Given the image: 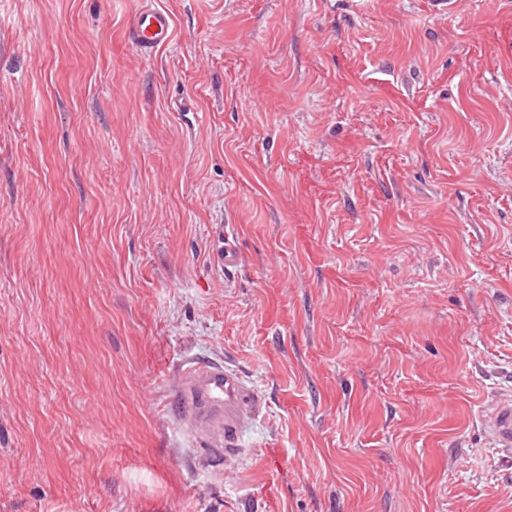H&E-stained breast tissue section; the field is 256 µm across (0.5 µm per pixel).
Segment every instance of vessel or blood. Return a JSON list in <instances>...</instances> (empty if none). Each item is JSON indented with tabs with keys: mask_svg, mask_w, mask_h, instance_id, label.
<instances>
[{
	"mask_svg": "<svg viewBox=\"0 0 512 512\" xmlns=\"http://www.w3.org/2000/svg\"><path fill=\"white\" fill-rule=\"evenodd\" d=\"M172 34L171 15L149 7L137 12L127 31L143 57L152 56ZM178 396L188 421L221 431L225 460L236 458L241 452L245 410L255 396L239 373L220 365L187 362L181 371ZM484 427L496 448L505 453L512 451V395L503 393L492 401Z\"/></svg>",
	"mask_w": 512,
	"mask_h": 512,
	"instance_id": "obj_1",
	"label": "vessel or blood"
}]
</instances>
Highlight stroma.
I'll use <instances>...</instances> for the list:
<instances>
[{
	"label": "stroma",
	"instance_id": "35a3bbf8",
	"mask_svg": "<svg viewBox=\"0 0 512 512\" xmlns=\"http://www.w3.org/2000/svg\"><path fill=\"white\" fill-rule=\"evenodd\" d=\"M511 387L512 0H0V512H512ZM173 34V21L166 11L145 7L137 12L127 36L141 57H151L167 44ZM179 400L190 423L201 428H217L224 433V448L214 451L230 462L243 450L245 410L255 393L234 370L224 366L187 362L181 371ZM484 427L492 442L504 453L512 451V397L511 393L498 395L490 404Z\"/></svg>",
	"mask_w": 512,
	"mask_h": 512
}]
</instances>
